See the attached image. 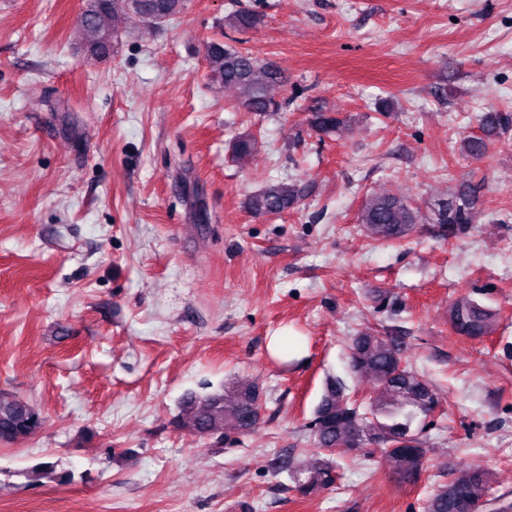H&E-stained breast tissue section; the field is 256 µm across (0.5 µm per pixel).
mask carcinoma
<instances>
[{
  "label": "carcinoma",
  "instance_id": "carcinoma-1",
  "mask_svg": "<svg viewBox=\"0 0 512 512\" xmlns=\"http://www.w3.org/2000/svg\"><path fill=\"white\" fill-rule=\"evenodd\" d=\"M184 0H85L79 19L85 55L104 59L112 54L114 19L120 14H133L143 25L155 27L174 18L183 9ZM258 16L250 12L233 11L225 23L236 31L252 27ZM204 60L212 82L236 90L239 103L249 112H275L277 103L268 95L270 86L281 82L278 71L260 63L221 38L205 44ZM488 136L512 130L511 112H491L478 119ZM339 112L316 111L310 126L318 133L330 136L345 126ZM257 141L249 133L236 136L231 143L233 157L242 160L256 148ZM464 153L483 160L488 143L482 137H471L463 143ZM480 186L465 188L447 198L435 201L426 214L420 213L406 198L384 191L366 198L357 215L367 236L385 242L401 241L421 221L441 224L450 237L465 233L478 217ZM298 184L275 181L266 184L248 200L252 213L259 216L283 213L295 207L301 199ZM448 318L452 328L471 339L493 333L495 314L468 296L449 304ZM351 370L371 378L376 386L374 398L358 405L346 394L337 380L326 383L324 393L314 409L313 442L329 455L316 466L307 468L288 463L297 491L308 496L336 483V466L330 457L340 448L359 451L373 446L393 463L396 474L416 483L426 470L425 449L416 423L426 419L439 405L434 386L403 361L401 350L390 340L376 333L363 332L353 338L350 353ZM262 409L261 393L253 384L231 385L202 395H192L183 401L174 426L200 437H224L231 423L243 432L254 426ZM45 425L41 410L23 398L0 392V444H12L37 435ZM32 482L43 479L71 481L73 472L57 468L53 462H41L29 468ZM490 474L484 469H460L448 484L439 488L427 501V512H505L511 504L491 493Z\"/></svg>",
  "mask_w": 512,
  "mask_h": 512
}]
</instances>
